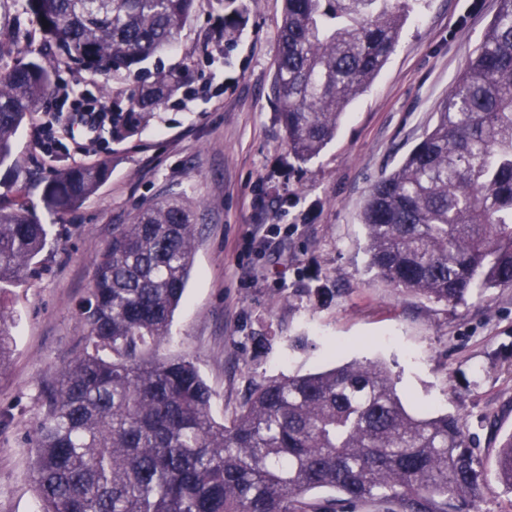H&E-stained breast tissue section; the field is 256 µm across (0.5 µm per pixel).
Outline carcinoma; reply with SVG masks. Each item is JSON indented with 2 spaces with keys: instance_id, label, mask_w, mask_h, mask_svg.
Returning <instances> with one entry per match:
<instances>
[{
  "instance_id": "cac0c4a2",
  "label": "carcinoma",
  "mask_w": 512,
  "mask_h": 512,
  "mask_svg": "<svg viewBox=\"0 0 512 512\" xmlns=\"http://www.w3.org/2000/svg\"><path fill=\"white\" fill-rule=\"evenodd\" d=\"M199 0H23L67 62L118 77L176 41ZM400 0H284L271 95L294 156L335 137L400 36ZM145 73V72H143ZM50 62L0 67V166L46 98ZM121 138L176 96L181 75L145 73ZM108 163L46 186L50 212L95 194ZM368 267L402 291L451 306L512 288V0L499 9L440 103L432 129L370 190L361 211ZM196 210L145 203L94 260L82 306L86 342L44 396L31 437L40 512H470L487 485L459 418L411 412L380 362H353L254 387L231 421L193 362L159 354L190 277ZM53 235L27 208L0 210V293L20 286ZM13 337L0 310V371ZM512 493V435L496 457ZM317 489L335 496L309 498Z\"/></svg>"
}]
</instances>
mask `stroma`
Segmentation results:
<instances>
[{
  "instance_id": "1",
  "label": "stroma",
  "mask_w": 512,
  "mask_h": 512,
  "mask_svg": "<svg viewBox=\"0 0 512 512\" xmlns=\"http://www.w3.org/2000/svg\"><path fill=\"white\" fill-rule=\"evenodd\" d=\"M389 60L315 158L290 151L269 95L283 0H236L244 22L225 44L224 0L200 5L162 56L188 69L189 93L131 137L103 129L89 163L107 162L98 192L53 215L46 185L72 168L70 142L45 161L25 122L0 166V209L24 205L64 225L35 274L9 289L13 352L0 373V512H38L30 437L44 390L84 342L79 306L93 261L117 224L154 199L200 213L199 238L166 357L192 360L211 386L212 414L230 419L268 380L379 360L411 409L456 415L486 463L512 434V288L450 306L402 293L368 269L360 210L373 184L432 127L441 101L478 47L499 0H407ZM0 39L16 58H54L58 76L40 112L124 104L120 80L59 62L55 43L17 0H0ZM264 224L269 242H253Z\"/></svg>"
}]
</instances>
